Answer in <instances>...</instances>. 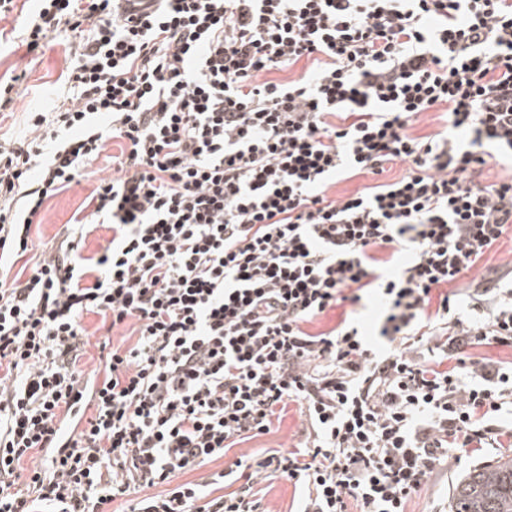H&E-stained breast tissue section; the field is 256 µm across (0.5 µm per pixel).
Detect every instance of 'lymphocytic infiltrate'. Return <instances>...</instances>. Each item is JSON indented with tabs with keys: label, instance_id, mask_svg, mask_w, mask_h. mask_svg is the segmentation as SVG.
<instances>
[{
	"label": "lymphocytic infiltrate",
	"instance_id": "lymphocytic-infiltrate-1",
	"mask_svg": "<svg viewBox=\"0 0 512 512\" xmlns=\"http://www.w3.org/2000/svg\"><path fill=\"white\" fill-rule=\"evenodd\" d=\"M35 2L26 47L70 44L72 95L0 139V257L107 140L128 151L90 195L102 255L78 231L24 284L0 264V512H266L273 480L299 512H406L455 449L512 446V361L473 353L512 348V269L444 291L512 231V0ZM434 108L447 129L413 135ZM373 295L385 348L347 316L309 331ZM291 402L296 450L226 460ZM385 167L387 169L386 172L380 176L359 175L345 180L343 177L337 178L336 184L329 189L328 196L332 199L342 198L364 186L393 180L405 173L408 165L395 162ZM95 226H88L87 230H93L88 234L83 247V254L85 256H99L102 254L104 248L112 238V230H109L106 224H93ZM104 225V226H101ZM96 227V228H94ZM265 492L264 507L272 512H290L293 502L292 510L296 509L302 490L299 486L295 489L293 484L288 481L276 480L266 488Z\"/></svg>",
	"mask_w": 512,
	"mask_h": 512
}]
</instances>
